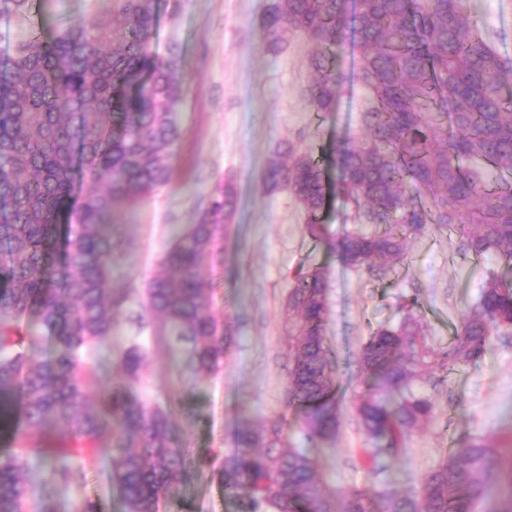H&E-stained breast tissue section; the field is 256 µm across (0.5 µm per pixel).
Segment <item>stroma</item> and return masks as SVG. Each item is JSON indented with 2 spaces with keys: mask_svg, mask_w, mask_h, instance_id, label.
<instances>
[{
  "mask_svg": "<svg viewBox=\"0 0 512 512\" xmlns=\"http://www.w3.org/2000/svg\"><path fill=\"white\" fill-rule=\"evenodd\" d=\"M484 37L512 57V0H468ZM271 0H156L153 44L160 56L176 52L183 95L175 117L179 138L169 161V178L154 194L114 207L112 222L123 250L112 257L115 290L129 293L127 310L140 308L143 291L160 271L159 261L174 235L194 223L214 186L236 193L231 224L220 231L204 258L202 274L213 288L211 309L230 329L222 368L201 376L187 370L155 324L137 327L120 320L106 342L110 353L93 360L103 393L118 380L114 353L132 340L144 348V366L130 390L139 400L173 406L174 446L185 455L171 499L160 512H244L243 494L225 491L224 455L244 425L282 420L281 449L302 448L330 495L361 492L368 501L393 492L416 495L424 475L449 449L464 441H493L512 458V336H492L477 360L448 370L441 353L462 315L472 311L482 283L504 273L494 254L462 255L456 236L428 226L408 237L405 262L383 278L346 266L330 246L341 237L348 214L343 198L331 197L322 215L326 241L305 230V216L292 192L265 183L283 144L312 154L329 179H336V148L362 135L369 96L357 77L352 43L335 49L333 68L341 79L334 111L315 112L306 94L312 81L313 45L288 31L286 51L274 54L261 41V22ZM325 276L326 313L322 334L330 356L357 358L372 331L400 324L404 301L418 297L415 319L425 364L411 389L434 404L431 416L406 438L399 453L376 467L356 406L368 394L357 370L338 374L339 428L334 439L306 441L300 413L287 409L289 354L288 296L299 266ZM96 462L81 487L58 488L56 512H77L84 500L98 512H124L109 475V456Z\"/></svg>",
  "mask_w": 512,
  "mask_h": 512,
  "instance_id": "obj_1",
  "label": "stroma"
}]
</instances>
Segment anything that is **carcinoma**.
Wrapping results in <instances>:
<instances>
[{
    "label": "carcinoma",
    "mask_w": 512,
    "mask_h": 512,
    "mask_svg": "<svg viewBox=\"0 0 512 512\" xmlns=\"http://www.w3.org/2000/svg\"><path fill=\"white\" fill-rule=\"evenodd\" d=\"M46 0H0V17H27ZM152 0H117L115 11L34 30L0 56V427L17 451L0 456V512H24L44 500L29 460L48 467L61 486L78 485L83 467L71 455L105 450L125 512H159L182 459L172 441L170 410L129 393L143 353L132 345L115 363L122 379L97 398L87 355L118 325L127 293L108 283L118 233L112 209L136 203L167 182L179 131L173 112L182 93L176 53L151 45ZM273 53L297 29L315 50L307 87L318 112L335 108L339 76L326 49L350 37L360 50L358 76L371 94L358 142L336 148V192L371 233L347 231L335 243L342 261L382 277L403 263L409 234L429 224L457 230L458 249L495 254L512 267V184H485L475 164L512 171V59L482 36L465 0H272L262 23ZM289 162L267 171L271 187L291 188L308 235H326L329 198L319 160L289 146ZM236 206L232 190L213 188L195 223L175 237L148 285L142 311L173 336L196 374L224 360L221 323L210 311L212 288L200 271ZM288 306V404L303 412L309 440L336 434L338 369L323 344V273L300 267ZM512 332V282L491 273L464 316L443 364L482 356L490 336ZM55 354L39 358L41 336ZM408 322L379 328L357 360L376 380L357 413L374 461L397 451L432 413L428 398L406 393L423 363ZM282 428L245 427L224 457V488L244 490L247 512H370L356 492L332 500L301 448L272 453ZM512 487V465L496 446L475 439L450 449L423 480L421 494L387 493L383 512H473L491 476Z\"/></svg>",
    "instance_id": "carcinoma-1"
}]
</instances>
